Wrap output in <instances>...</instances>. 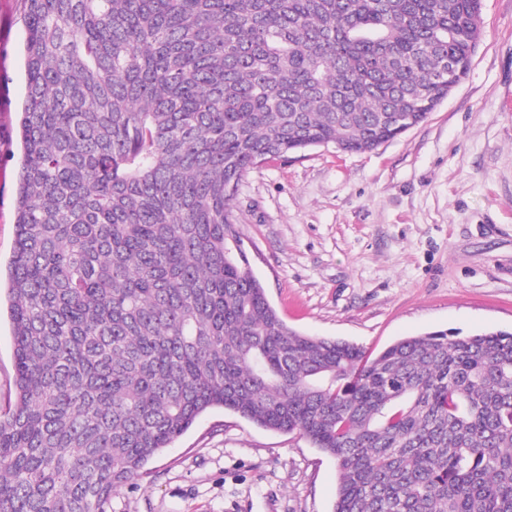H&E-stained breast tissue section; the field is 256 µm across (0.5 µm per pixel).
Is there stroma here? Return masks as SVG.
<instances>
[{"label": "stroma", "instance_id": "stroma-1", "mask_svg": "<svg viewBox=\"0 0 512 512\" xmlns=\"http://www.w3.org/2000/svg\"><path fill=\"white\" fill-rule=\"evenodd\" d=\"M23 0H0V258L16 236ZM234 204L291 328L375 354L430 331L512 330V0H483L467 75L422 124L365 153L268 160ZM110 512H332L335 460L231 411L201 415Z\"/></svg>", "mask_w": 512, "mask_h": 512}]
</instances>
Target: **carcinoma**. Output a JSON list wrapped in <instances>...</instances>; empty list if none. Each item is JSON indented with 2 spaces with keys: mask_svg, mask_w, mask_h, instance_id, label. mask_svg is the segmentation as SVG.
Listing matches in <instances>:
<instances>
[{
  "mask_svg": "<svg viewBox=\"0 0 512 512\" xmlns=\"http://www.w3.org/2000/svg\"><path fill=\"white\" fill-rule=\"evenodd\" d=\"M24 3L0 512H107L216 407L332 456V512H512V332L305 336L233 204L268 158L425 122L482 0Z\"/></svg>",
  "mask_w": 512,
  "mask_h": 512,
  "instance_id": "carcinoma-1",
  "label": "carcinoma"
}]
</instances>
